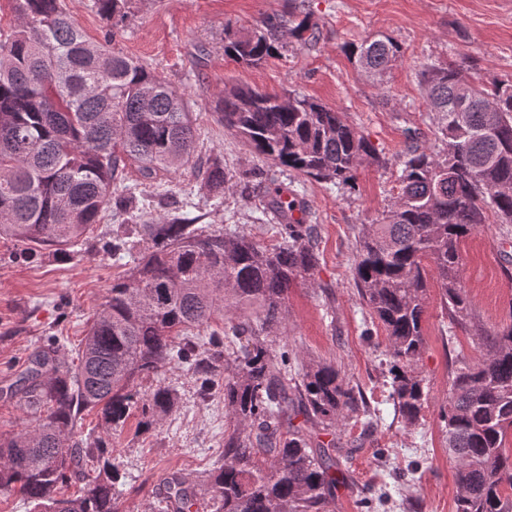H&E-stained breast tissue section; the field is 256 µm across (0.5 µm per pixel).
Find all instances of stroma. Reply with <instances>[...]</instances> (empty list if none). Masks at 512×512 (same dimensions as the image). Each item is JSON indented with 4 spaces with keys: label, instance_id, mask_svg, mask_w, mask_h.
I'll return each mask as SVG.
<instances>
[{
    "label": "stroma",
    "instance_id": "obj_1",
    "mask_svg": "<svg viewBox=\"0 0 512 512\" xmlns=\"http://www.w3.org/2000/svg\"><path fill=\"white\" fill-rule=\"evenodd\" d=\"M291 6L297 18L316 24L315 44L285 36L280 55L257 67L225 56V24L250 28ZM379 34L401 48L380 84L345 52L347 45ZM112 46L184 93L197 118L191 167L151 182L127 169L125 183L144 217L174 215L186 205L200 225L270 247L280 240V218L266 209V191L283 188L307 206L306 221L317 228L318 266L310 279L289 289L280 334L293 369L312 361L341 367L374 419L370 426L358 416L314 430L317 442L336 445L333 512H456V468L448 458L440 409L448 401L456 360L479 361V333L512 323V224L481 225L461 242L462 285L473 313L465 324L451 323L440 286L435 277L427 279L418 366L427 400L415 424L405 421L389 397L385 331L353 278L356 240L361 226L393 203L398 158L407 146H439L438 116L430 112L420 84L424 64L466 63L480 85L512 79V0H137L134 20ZM233 86L294 90L343 112L387 167L362 166L353 186L339 189L258 157L213 111ZM217 159L230 177L219 201L195 173ZM121 222L104 213L68 254L48 248L26 261L16 258L20 243L0 239V433L36 424L7 392L27 356L56 336L61 359L75 360L113 280L129 275L137 252L112 255L103 249ZM160 382L176 389L178 408L149 430L131 414L110 437L123 512H141L149 502L154 512H163L164 483L178 474L195 480L200 501H208V474L221 461L231 424L223 394L200 396L190 373L174 365L139 380L138 388L147 395Z\"/></svg>",
    "mask_w": 512,
    "mask_h": 512
}]
</instances>
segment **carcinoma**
Here are the masks:
<instances>
[{
    "label": "carcinoma",
    "mask_w": 512,
    "mask_h": 512,
    "mask_svg": "<svg viewBox=\"0 0 512 512\" xmlns=\"http://www.w3.org/2000/svg\"><path fill=\"white\" fill-rule=\"evenodd\" d=\"M19 23L0 33V238L26 245L20 256L76 245L104 212L134 225L141 258L110 294L82 340L78 364L59 357V339L33 352L12 395L37 425L0 436V490L37 512H121L104 436L75 438L82 413L106 426L136 408L152 428L178 405L177 391L157 386L143 397L137 381L176 361L203 378H224V463L211 473L210 512H329L335 500V449L313 447L311 432L291 423L302 409L312 424L334 425L359 412L362 396L332 364L312 363L288 378V351L269 336L287 316L288 289L313 276L316 227L289 216L304 209L280 192L270 207L284 218L280 243L261 247L246 236L206 230L183 215L141 223L134 196L112 189L129 164L142 178L185 168L194 151L184 95L156 71L114 52L109 43L134 16L135 0H93L111 30L85 38L64 0H11ZM294 13L266 15L250 30L224 28V54L260 65L279 53L290 31L302 42L317 28ZM355 65L382 77L400 56L385 36L349 49ZM425 100L439 114L441 148L410 146L400 157V192L358 236L354 279L384 327L391 397L410 424L426 394L417 363L427 276L434 274L453 322L468 315L461 241L494 220L512 224V80L476 86L463 68L427 64ZM224 128L259 156L318 181L350 186L366 163L386 164L342 112L301 94L282 96L233 86L214 107ZM214 198L229 177L214 162L198 171ZM255 312L229 329L218 318ZM207 329L204 338L195 336ZM485 357L459 361L440 417L460 491L456 512H512V322L480 333ZM78 484V494L61 489ZM196 485L174 477L167 502L190 512Z\"/></svg>",
    "instance_id": "cac0c4a2"
}]
</instances>
